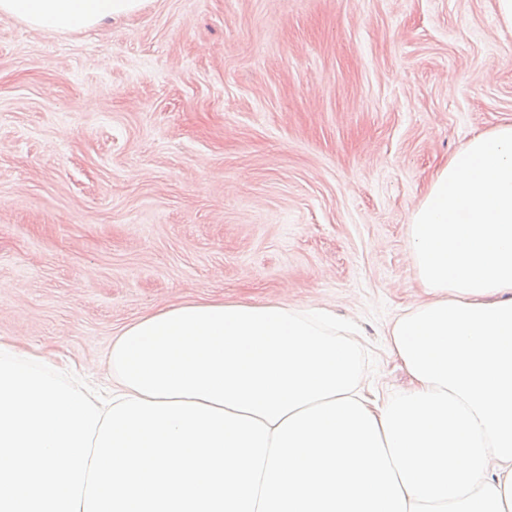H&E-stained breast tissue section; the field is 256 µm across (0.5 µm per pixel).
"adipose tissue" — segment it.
I'll return each mask as SVG.
<instances>
[{
	"label": "adipose tissue",
	"mask_w": 512,
	"mask_h": 512,
	"mask_svg": "<svg viewBox=\"0 0 512 512\" xmlns=\"http://www.w3.org/2000/svg\"><path fill=\"white\" fill-rule=\"evenodd\" d=\"M143 0H0L49 32ZM428 299L387 330L408 389L362 384L318 309L187 301L125 325L111 381L0 343V512H512V123L435 175L410 224Z\"/></svg>",
	"instance_id": "1"
}]
</instances>
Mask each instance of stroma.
Wrapping results in <instances>:
<instances>
[{
  "mask_svg": "<svg viewBox=\"0 0 512 512\" xmlns=\"http://www.w3.org/2000/svg\"><path fill=\"white\" fill-rule=\"evenodd\" d=\"M512 123L497 0H146L81 32L0 17V343L109 377L128 323L188 300L319 308L366 382L425 300L410 221Z\"/></svg>",
  "mask_w": 512,
  "mask_h": 512,
  "instance_id": "35a3bbf8",
  "label": "stroma"
}]
</instances>
